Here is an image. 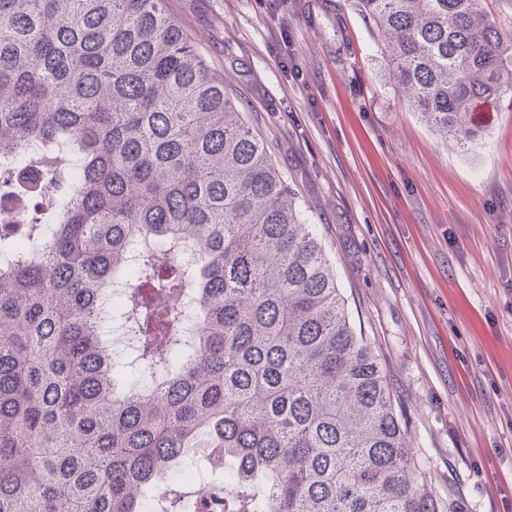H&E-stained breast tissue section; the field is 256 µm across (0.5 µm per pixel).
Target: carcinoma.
<instances>
[{
	"label": "carcinoma",
	"mask_w": 512,
	"mask_h": 512,
	"mask_svg": "<svg viewBox=\"0 0 512 512\" xmlns=\"http://www.w3.org/2000/svg\"><path fill=\"white\" fill-rule=\"evenodd\" d=\"M164 2L0 0V159L47 176L35 223H0L2 250L41 242L0 269V512H149L201 446L221 472L196 512H439L313 225ZM482 2L355 0L464 149L512 92ZM135 239L160 247L132 268ZM122 279L148 386H119L102 334ZM165 512H186L175 484Z\"/></svg>",
	"instance_id": "cac0c4a2"
}]
</instances>
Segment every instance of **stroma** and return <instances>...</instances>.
I'll use <instances>...</instances> for the list:
<instances>
[{
  "mask_svg": "<svg viewBox=\"0 0 512 512\" xmlns=\"http://www.w3.org/2000/svg\"><path fill=\"white\" fill-rule=\"evenodd\" d=\"M296 192L449 512H512V93L465 150L353 0H167Z\"/></svg>",
  "mask_w": 512,
  "mask_h": 512,
  "instance_id": "obj_1",
  "label": "stroma"
}]
</instances>
